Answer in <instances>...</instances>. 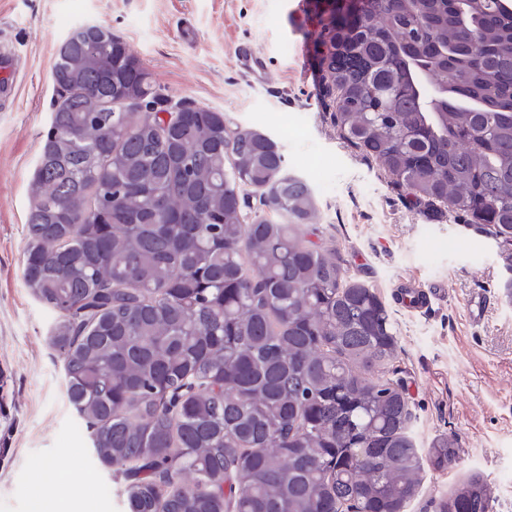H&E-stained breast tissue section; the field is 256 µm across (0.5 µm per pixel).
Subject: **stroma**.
<instances>
[{"label": "stroma", "instance_id": "stroma-1", "mask_svg": "<svg viewBox=\"0 0 512 512\" xmlns=\"http://www.w3.org/2000/svg\"><path fill=\"white\" fill-rule=\"evenodd\" d=\"M342 0H0V51L18 72L0 97V512H123L112 469L91 453L67 393L63 359L49 336L53 313L26 287L23 253L29 185L56 99L62 40L97 22L120 36L150 72L162 101L222 113L230 127L271 138L288 173L311 186L314 242L334 247L348 276L371 288L396 328L394 377L414 414L420 455L448 434L456 457L426 466L403 512H435L439 497L474 472L490 481L494 512H512V303L504 251L473 218L413 200L378 161L336 126L326 72L306 79L300 56L321 64ZM263 55L257 81L239 46ZM439 294L421 309L396 300L400 283ZM490 298L481 322L470 302ZM81 485L69 496L47 463Z\"/></svg>", "mask_w": 512, "mask_h": 512}]
</instances>
